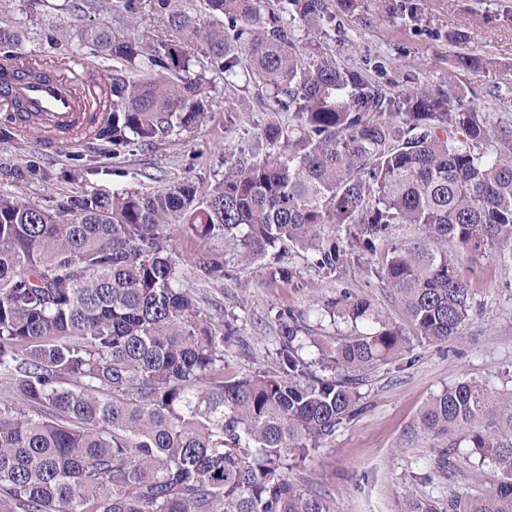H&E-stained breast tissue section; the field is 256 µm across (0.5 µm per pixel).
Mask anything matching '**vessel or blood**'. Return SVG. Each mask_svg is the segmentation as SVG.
<instances>
[{
	"mask_svg": "<svg viewBox=\"0 0 512 512\" xmlns=\"http://www.w3.org/2000/svg\"><path fill=\"white\" fill-rule=\"evenodd\" d=\"M26 65L23 59L5 62L9 76L0 82V112L27 111L54 145H74L75 128L99 108V81L70 58L53 61L43 77L27 74Z\"/></svg>",
	"mask_w": 512,
	"mask_h": 512,
	"instance_id": "obj_1",
	"label": "vessel or blood"
}]
</instances>
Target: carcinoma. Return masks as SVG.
<instances>
[{
    "instance_id": "carcinoma-1",
    "label": "carcinoma",
    "mask_w": 512,
    "mask_h": 512,
    "mask_svg": "<svg viewBox=\"0 0 512 512\" xmlns=\"http://www.w3.org/2000/svg\"><path fill=\"white\" fill-rule=\"evenodd\" d=\"M124 0L147 7L178 43L91 35L112 59L108 105L83 140L120 154L189 130L211 110L205 74L253 94L286 123L256 135L249 155L199 192L190 181L153 191L84 192L49 210L0 194V369L26 403L0 399V512H329L288 476L352 417L357 373L398 355L400 330L344 291L327 313L366 331L302 355L297 317L279 313L273 372L224 373L230 325L203 314L171 244L179 228L200 248L197 280H224L229 242L239 260L293 277V248L325 274L384 251V278L425 342L460 335L474 301L459 252L512 265V118L426 86L390 92L307 46L284 15L319 31L353 0ZM18 42L0 28V55ZM396 224L420 236L397 240ZM347 370L340 378L327 375ZM494 413L498 426L477 425ZM437 440L435 472L468 443L504 476L477 496L448 492L442 507L405 495L398 512H512V399L459 382L420 416Z\"/></svg>"
}]
</instances>
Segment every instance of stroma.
<instances>
[{
    "instance_id": "35a3bbf8",
    "label": "stroma",
    "mask_w": 512,
    "mask_h": 512,
    "mask_svg": "<svg viewBox=\"0 0 512 512\" xmlns=\"http://www.w3.org/2000/svg\"><path fill=\"white\" fill-rule=\"evenodd\" d=\"M81 2L0 0V25L22 33L18 51L43 57L71 52L78 62L104 69L112 62L87 41L91 27L105 25L124 37L167 35L150 11L118 23L108 11H78ZM412 2L410 13L397 10L396 0H356L350 10H337L335 21L320 32L293 19L288 25L302 41L329 46L338 62L362 70L389 90L427 86L496 112L494 93L512 90V0ZM458 30L466 32L468 48L486 56V63L454 70L456 48L448 36ZM204 88L212 100L204 122L149 148L134 143L116 156L108 146L45 149L31 139L0 142V191L53 206L90 191H151L184 180L209 188L224 173L225 154L249 150L259 129L286 122L288 115L248 98L230 117L225 112L230 91L222 76L207 72ZM31 159L50 172L49 180L19 179L17 169ZM384 262L383 254L368 255L325 275L311 266L304 251L294 249L288 264L295 274L286 282L272 279L264 262L241 263L228 249L223 282H187L203 312L234 331V342L224 350L229 373L274 369L281 340L277 314L284 309L297 316L305 357H312L313 343L356 335L352 322L318 308L345 290L367 299L383 321L404 334L399 355L364 372L355 415L288 470L299 487L324 497L332 512H395L407 493L444 501L449 491L476 495L500 478L464 446L456 449L447 478H430L435 451L431 437L420 429V415L433 396L462 381L512 392V268L465 259L477 290L471 317L460 336L436 345L420 339L394 289L375 276Z\"/></svg>"
}]
</instances>
